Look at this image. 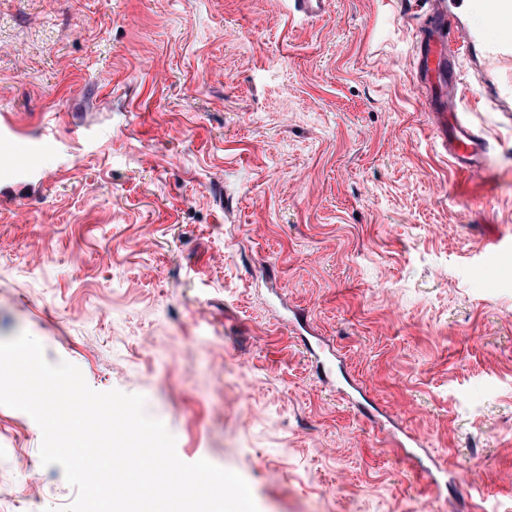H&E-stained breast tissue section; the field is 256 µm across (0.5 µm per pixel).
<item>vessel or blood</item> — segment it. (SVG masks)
Returning <instances> with one entry per match:
<instances>
[{
  "mask_svg": "<svg viewBox=\"0 0 512 512\" xmlns=\"http://www.w3.org/2000/svg\"><path fill=\"white\" fill-rule=\"evenodd\" d=\"M293 15L321 17L328 0H290ZM414 44L419 85L435 127L437 149L453 167L482 176L492 147L466 118L465 96L495 112H512V0H419ZM486 24L473 25V16ZM0 140L10 150L0 167L15 168L19 156L39 155L45 143L21 138L9 120L0 121Z\"/></svg>",
  "mask_w": 512,
  "mask_h": 512,
  "instance_id": "b4317fda",
  "label": "vessel or blood"
}]
</instances>
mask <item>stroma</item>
I'll return each mask as SVG.
<instances>
[{"label": "stroma", "instance_id": "stroma-1", "mask_svg": "<svg viewBox=\"0 0 512 512\" xmlns=\"http://www.w3.org/2000/svg\"><path fill=\"white\" fill-rule=\"evenodd\" d=\"M288 2L0 0V115L47 141L0 173V340L143 395L258 512H512V120L457 172L415 0ZM41 442L0 405V512L75 498Z\"/></svg>", "mask_w": 512, "mask_h": 512}]
</instances>
